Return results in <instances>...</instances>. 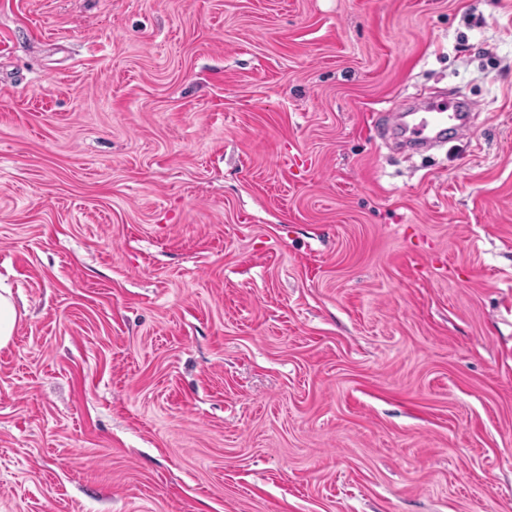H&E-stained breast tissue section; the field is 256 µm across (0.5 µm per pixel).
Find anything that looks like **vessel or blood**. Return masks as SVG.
Segmentation results:
<instances>
[{
    "label": "vessel or blood",
    "instance_id": "vessel-or-blood-1",
    "mask_svg": "<svg viewBox=\"0 0 512 512\" xmlns=\"http://www.w3.org/2000/svg\"><path fill=\"white\" fill-rule=\"evenodd\" d=\"M469 110L467 103L437 96L426 104L423 116L414 122H407L405 113H392V127L400 132L405 143L429 150L447 144L449 128L468 130L466 117Z\"/></svg>",
    "mask_w": 512,
    "mask_h": 512
}]
</instances>
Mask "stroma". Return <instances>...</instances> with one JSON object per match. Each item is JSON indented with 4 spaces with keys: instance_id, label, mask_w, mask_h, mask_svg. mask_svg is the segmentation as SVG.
I'll return each mask as SVG.
<instances>
[{
    "instance_id": "obj_1",
    "label": "stroma",
    "mask_w": 512,
    "mask_h": 512,
    "mask_svg": "<svg viewBox=\"0 0 512 512\" xmlns=\"http://www.w3.org/2000/svg\"><path fill=\"white\" fill-rule=\"evenodd\" d=\"M0 286V512H512V0H0ZM424 115L414 122L405 119L409 112H390L393 131H399L403 143L413 145L416 149L429 150L444 146L448 142V124L458 130L471 128L466 121L470 105L447 96L432 98L423 109ZM19 320V313L9 290L0 292V349L12 342Z\"/></svg>"
}]
</instances>
